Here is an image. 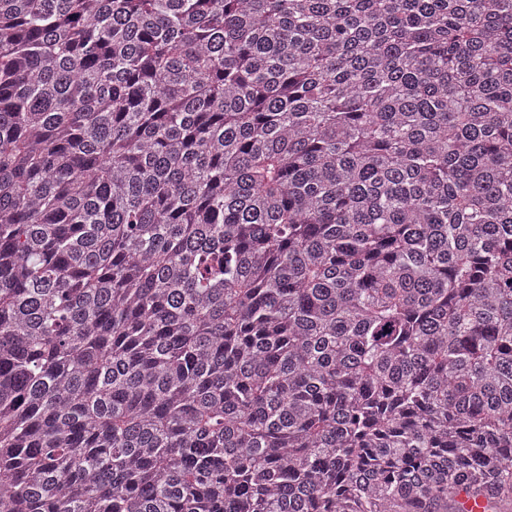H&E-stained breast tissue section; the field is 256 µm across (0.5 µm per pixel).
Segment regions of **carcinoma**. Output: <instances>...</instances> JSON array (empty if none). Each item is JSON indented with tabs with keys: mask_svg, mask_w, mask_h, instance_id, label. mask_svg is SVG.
<instances>
[{
	"mask_svg": "<svg viewBox=\"0 0 512 512\" xmlns=\"http://www.w3.org/2000/svg\"><path fill=\"white\" fill-rule=\"evenodd\" d=\"M512 512V0H0V512Z\"/></svg>",
	"mask_w": 512,
	"mask_h": 512,
	"instance_id": "1",
	"label": "carcinoma"
}]
</instances>
